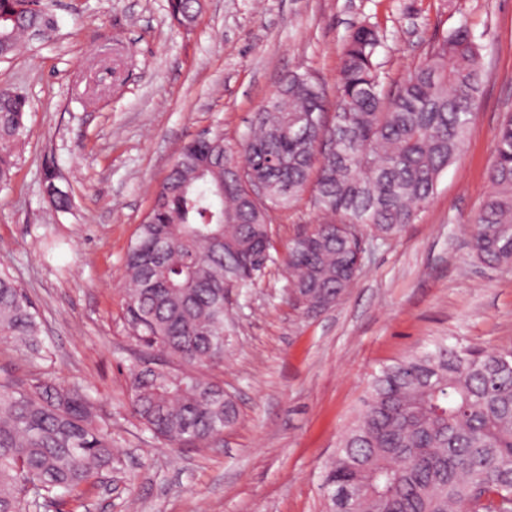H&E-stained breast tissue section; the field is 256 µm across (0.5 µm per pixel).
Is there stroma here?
Listing matches in <instances>:
<instances>
[{
	"label": "stroma",
	"mask_w": 512,
	"mask_h": 512,
	"mask_svg": "<svg viewBox=\"0 0 512 512\" xmlns=\"http://www.w3.org/2000/svg\"><path fill=\"white\" fill-rule=\"evenodd\" d=\"M56 30L0 59V83L30 101L9 186L0 187V269L43 323L40 355L0 344V380L81 385L121 462L47 512H324L322 479L372 375L431 340L512 351V264L471 250L473 218L512 113V0H204L192 30L167 0H43ZM467 25L483 83L461 156L397 236L363 233L361 266L335 307L306 317L270 265L234 291L224 361L211 370L239 415L208 446L174 447L132 416L129 371L143 355L123 315L124 261L182 144L220 129L241 155L256 113L288 74L334 89L343 48L378 31L396 89L443 35ZM53 169L70 205L46 195ZM321 218L304 194L273 214L285 252Z\"/></svg>",
	"instance_id": "35a3bbf8"
}]
</instances>
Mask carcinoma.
<instances>
[{"label": "carcinoma", "instance_id": "carcinoma-1", "mask_svg": "<svg viewBox=\"0 0 512 512\" xmlns=\"http://www.w3.org/2000/svg\"><path fill=\"white\" fill-rule=\"evenodd\" d=\"M189 29L198 0H168ZM53 26L42 0H0V58L24 35ZM380 37L362 25L347 40L334 98L307 73L288 75L257 112L234 158L216 132L179 150L155 191L125 260L129 334L174 359L130 370L139 423L173 446H201L237 417L207 371L224 361L229 292L274 263L272 210L307 189L328 219L288 245L293 305L310 316L333 307L357 271L358 228L401 233L463 152L483 69L464 27L442 37L393 94L374 62ZM29 103L0 84V185L13 176ZM334 112L306 135L286 134L299 115ZM493 191L475 218L481 263H512V115L501 124ZM0 341L33 355L42 324L20 284L0 270ZM118 449L93 399L78 385L0 381V512H41L58 493L82 492L112 470ZM338 498L326 512H512V352L435 340L372 376L356 422L326 467Z\"/></svg>", "mask_w": 512, "mask_h": 512}]
</instances>
